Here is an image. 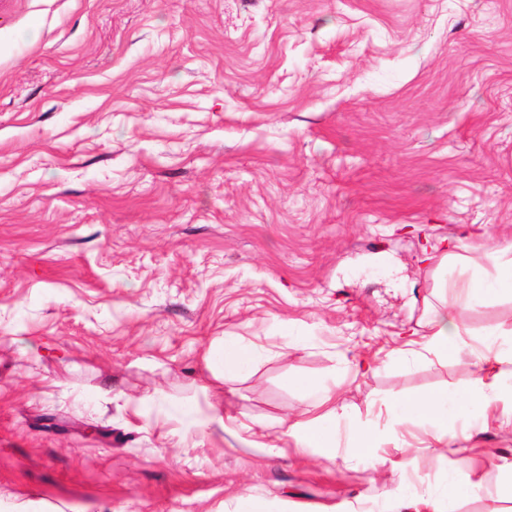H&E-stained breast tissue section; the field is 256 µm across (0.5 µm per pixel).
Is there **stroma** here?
<instances>
[{
  "label": "stroma",
  "mask_w": 512,
  "mask_h": 512,
  "mask_svg": "<svg viewBox=\"0 0 512 512\" xmlns=\"http://www.w3.org/2000/svg\"><path fill=\"white\" fill-rule=\"evenodd\" d=\"M509 249L512 0H0V512H512V402L440 458L390 424L469 389L390 353ZM455 317L481 345L512 297ZM228 336L271 350L229 387ZM298 375L347 406L335 461L181 420L275 432ZM393 425H400L423 419L429 422L441 435L435 437L438 444L442 435L448 432V392L420 394L396 402L391 408Z\"/></svg>",
  "instance_id": "obj_1"
}]
</instances>
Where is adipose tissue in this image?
Listing matches in <instances>:
<instances>
[{"mask_svg":"<svg viewBox=\"0 0 512 512\" xmlns=\"http://www.w3.org/2000/svg\"><path fill=\"white\" fill-rule=\"evenodd\" d=\"M492 270L483 273L470 265H462L453 281L454 300L450 309L428 315L422 324L424 332L419 349L398 352L397 358L409 361L428 353L443 360L471 357L479 372L472 389L458 401H449L447 393H424L396 402L392 407L395 424L423 419L438 433L448 431L449 417L466 418L475 408L491 407L504 394L499 378L505 367L512 365V346L487 354L472 349L465 340L466 331L453 316L454 310L485 305L491 298L512 296V251L492 254ZM268 353L267 348L245 341L239 336L225 337L217 350L224 367V382L232 384L252 369ZM293 390L302 398L304 408L293 420L284 422L275 438H255L252 428L238 419L227 420L213 414L205 425L210 434H226L236 438L244 447L265 457H283L289 450L318 449L329 460L336 457V439L325 426L327 419L345 412L335 394L309 377L292 379Z\"/></svg>","mask_w":512,"mask_h":512,"instance_id":"obj_1","label":"adipose tissue"}]
</instances>
